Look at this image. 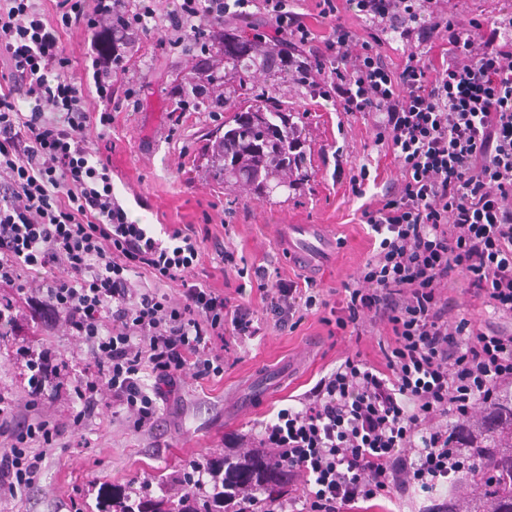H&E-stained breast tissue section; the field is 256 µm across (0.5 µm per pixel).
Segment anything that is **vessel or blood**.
<instances>
[{
  "label": "vessel or blood",
  "mask_w": 512,
  "mask_h": 512,
  "mask_svg": "<svg viewBox=\"0 0 512 512\" xmlns=\"http://www.w3.org/2000/svg\"><path fill=\"white\" fill-rule=\"evenodd\" d=\"M333 240L320 224H283L278 228L277 247L281 255L307 269L321 265L331 256Z\"/></svg>",
  "instance_id": "vessel-or-blood-1"
}]
</instances>
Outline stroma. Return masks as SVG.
Wrapping results in <instances>:
<instances>
[{"instance_id":"1","label":"stroma","mask_w":512,"mask_h":512,"mask_svg":"<svg viewBox=\"0 0 512 512\" xmlns=\"http://www.w3.org/2000/svg\"><path fill=\"white\" fill-rule=\"evenodd\" d=\"M372 31L381 52L395 64L409 44L430 47L437 65L446 54L447 37L440 31L417 28L405 40L393 32ZM132 42L136 53L130 70L115 90L129 87L133 95L114 113L110 127L89 131L91 148L110 159L113 192L129 219L147 225L158 238L166 224L208 229L202 258L206 283L231 298L241 279L236 265L224 263L225 251L246 264L278 270L283 278L302 279V271L276 250L272 229L277 224L327 225L338 252L313 277L326 291L355 281L372 242L367 225L359 221L361 201L352 195L349 181L364 166L378 175L377 182L368 184V194H383L400 180L391 151L375 140L371 117L337 111L305 86L274 85L259 75L248 80L237 97L300 114L310 158L309 177L296 193L261 199L242 187L217 184L204 170L208 139L223 122L224 107L208 97L179 110L177 90L191 82L194 62L155 34L133 32ZM241 299L261 315L260 331L250 340L228 335L214 341L213 351L224 361L223 375L202 381L185 370L152 429L106 408L84 420L48 449L39 487L1 500L0 512H98L100 495L116 490L133 501L144 495L177 501L198 462L256 451L266 423L346 358L383 360L376 334L333 335L313 312L296 328H282L262 316L258 294ZM34 352L74 374L93 359L85 341L64 329L43 327L34 311L17 303L12 336L0 344V393L19 414L26 411L28 359ZM447 496L448 485L442 482L432 495L413 490L393 501L376 499L369 512H437Z\"/></svg>"}]
</instances>
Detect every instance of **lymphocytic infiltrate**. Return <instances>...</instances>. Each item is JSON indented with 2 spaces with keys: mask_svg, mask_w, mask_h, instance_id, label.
<instances>
[{
  "mask_svg": "<svg viewBox=\"0 0 512 512\" xmlns=\"http://www.w3.org/2000/svg\"><path fill=\"white\" fill-rule=\"evenodd\" d=\"M348 0L370 24L405 21L448 34L438 67L409 49L386 61L375 40L348 26L337 0H318L326 34H316L291 0H173L165 13L139 0H0V339L16 300L51 311L95 352L75 393L78 418L105 405L136 425L159 419L160 403L186 369L206 380L223 373L209 352L214 338L258 332L249 306L187 283L204 252L193 225L169 224L166 240L129 221L112 196V168L88 146L92 122H112V80L127 74L113 51L118 29L173 34L184 54H207L231 20L262 15L310 63L308 83L339 111L374 118L400 169L392 194L370 199L351 184L361 223L377 246L357 281L325 298L316 283L249 273L262 307L280 327L320 312L337 331L384 338L383 363L348 358L322 378L300 408L266 424L262 447L274 451L282 483L303 478L300 512H347L361 500L417 486L429 491L462 469L464 421L512 388V336L479 316L456 312L461 288L493 312L512 316V11L487 24L456 19V0ZM95 35L92 83L69 78L63 33ZM96 93L100 113L90 112ZM29 271L34 287L19 282ZM182 283L172 302L161 287ZM67 424L18 418L0 397V432L17 444L0 453V499L37 488L44 457L30 442L50 441Z\"/></svg>",
  "mask_w": 512,
  "mask_h": 512,
  "instance_id": "obj_1",
  "label": "lymphocytic infiltrate"
}]
</instances>
